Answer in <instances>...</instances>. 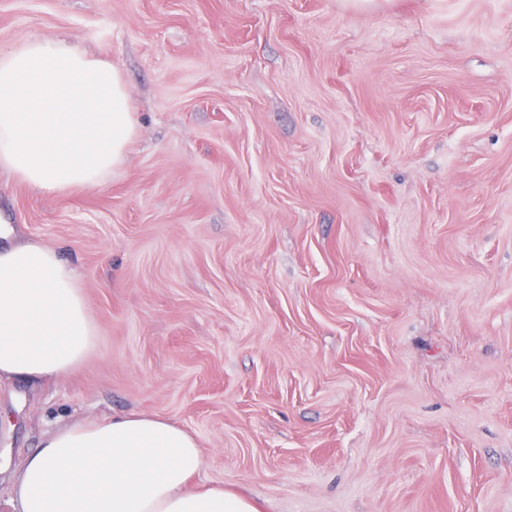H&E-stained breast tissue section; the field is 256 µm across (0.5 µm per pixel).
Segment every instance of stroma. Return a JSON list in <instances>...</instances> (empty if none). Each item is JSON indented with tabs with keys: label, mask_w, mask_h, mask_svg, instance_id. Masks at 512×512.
Instances as JSON below:
<instances>
[{
	"label": "stroma",
	"mask_w": 512,
	"mask_h": 512,
	"mask_svg": "<svg viewBox=\"0 0 512 512\" xmlns=\"http://www.w3.org/2000/svg\"><path fill=\"white\" fill-rule=\"evenodd\" d=\"M122 75L100 186L0 169L97 342L0 382V512L58 427L194 433L261 512H512V0H0Z\"/></svg>",
	"instance_id": "stroma-1"
}]
</instances>
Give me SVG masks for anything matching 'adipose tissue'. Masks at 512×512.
Wrapping results in <instances>:
<instances>
[{
  "instance_id": "1",
  "label": "adipose tissue",
  "mask_w": 512,
  "mask_h": 512,
  "mask_svg": "<svg viewBox=\"0 0 512 512\" xmlns=\"http://www.w3.org/2000/svg\"><path fill=\"white\" fill-rule=\"evenodd\" d=\"M135 132L111 63L67 39L0 51V169L33 188L102 184ZM97 329L74 269L35 243L0 249V380L43 382L75 369ZM196 437L131 414L57 428L22 460L13 512H258L214 485L195 489Z\"/></svg>"
}]
</instances>
